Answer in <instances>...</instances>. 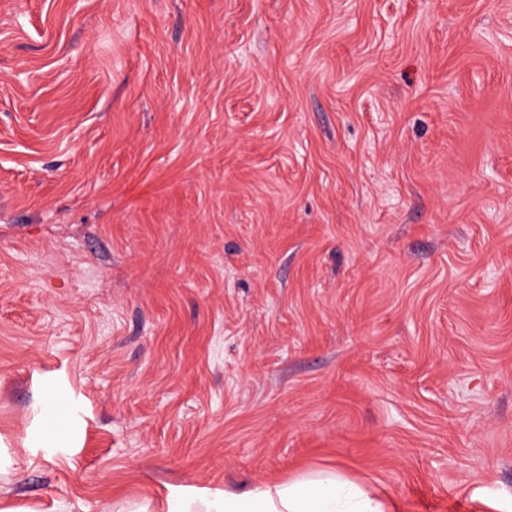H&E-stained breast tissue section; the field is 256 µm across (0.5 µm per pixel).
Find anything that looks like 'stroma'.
I'll use <instances>...</instances> for the list:
<instances>
[{"instance_id":"1","label":"stroma","mask_w":512,"mask_h":512,"mask_svg":"<svg viewBox=\"0 0 512 512\" xmlns=\"http://www.w3.org/2000/svg\"><path fill=\"white\" fill-rule=\"evenodd\" d=\"M0 456L512 512V0H0Z\"/></svg>"}]
</instances>
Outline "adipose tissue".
I'll return each instance as SVG.
<instances>
[{
  "instance_id": "ef3b65f1",
  "label": "adipose tissue",
  "mask_w": 512,
  "mask_h": 512,
  "mask_svg": "<svg viewBox=\"0 0 512 512\" xmlns=\"http://www.w3.org/2000/svg\"><path fill=\"white\" fill-rule=\"evenodd\" d=\"M164 512H390L387 501L334 472L231 493L208 488L172 491Z\"/></svg>"
}]
</instances>
